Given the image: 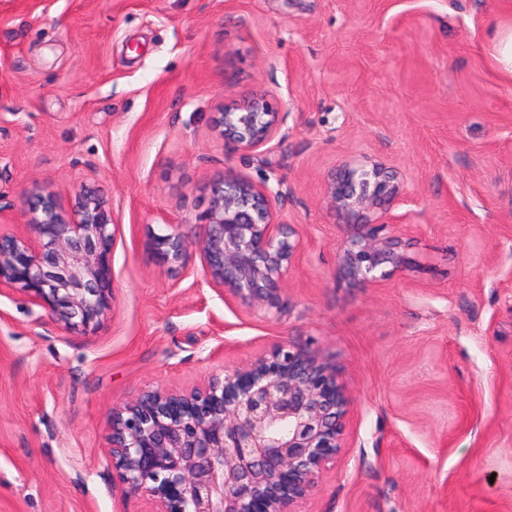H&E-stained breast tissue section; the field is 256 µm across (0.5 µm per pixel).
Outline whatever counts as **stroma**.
<instances>
[{"mask_svg": "<svg viewBox=\"0 0 512 512\" xmlns=\"http://www.w3.org/2000/svg\"><path fill=\"white\" fill-rule=\"evenodd\" d=\"M512 0H0V231L22 195L98 186L119 233L113 301L82 332L0 294V512H153L112 466V410L187 392L279 345L350 400L345 446L297 512H512V77L490 62ZM286 115L269 152L213 130L223 98ZM394 166L385 235L406 265L347 279L328 185ZM281 191L302 251L251 313L159 263L212 180Z\"/></svg>", "mask_w": 512, "mask_h": 512, "instance_id": "35a3bbf8", "label": "stroma"}]
</instances>
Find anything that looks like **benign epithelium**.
I'll use <instances>...</instances> for the list:
<instances>
[{
	"label": "benign epithelium",
	"mask_w": 512,
	"mask_h": 512,
	"mask_svg": "<svg viewBox=\"0 0 512 512\" xmlns=\"http://www.w3.org/2000/svg\"><path fill=\"white\" fill-rule=\"evenodd\" d=\"M286 120L266 97L226 98L215 131L263 153ZM336 208L365 212L340 256L346 276L375 282L384 265L403 267L401 241L382 237L370 212L401 195L384 162H344L329 185ZM280 193L227 173L210 184L205 222L194 239L156 236L160 263L186 267L189 244L202 282L228 305L280 308L279 283L299 257L298 230L277 210ZM28 219L0 232V288L29 296L57 326L89 328L112 300L110 254L119 225L100 190L84 186L71 209L48 188L23 194ZM349 400L336 369L317 353L280 346L188 393L150 390L112 410V460L119 477L149 496L154 512H297L343 448Z\"/></svg>",
	"instance_id": "obj_1"
}]
</instances>
